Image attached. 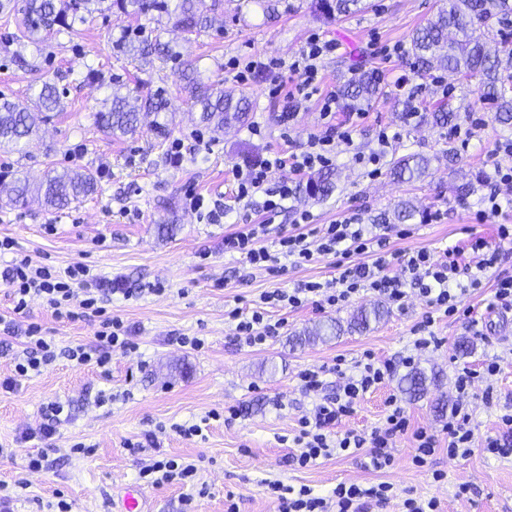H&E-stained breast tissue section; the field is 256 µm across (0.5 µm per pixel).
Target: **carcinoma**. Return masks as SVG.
Returning <instances> with one entry per match:
<instances>
[{"mask_svg":"<svg viewBox=\"0 0 512 512\" xmlns=\"http://www.w3.org/2000/svg\"><path fill=\"white\" fill-rule=\"evenodd\" d=\"M220 0H24L8 6L0 3V9L9 8L19 15L14 40L45 43L62 32L75 33L96 14L111 13L116 16H144L158 23L164 21L184 33L200 34L212 27L209 12L216 10ZM318 10L328 17H338L366 9V0H316ZM512 21V0H446L436 18L416 29L411 37V51L415 67L422 73L446 70L467 78L480 77V96L495 111V119L503 125H512V97L504 87V72L512 69V52L503 55L490 54L486 50V35L497 26ZM117 53L149 66L154 58L179 62L182 54L175 46L159 39L154 41L140 35L122 31L113 42ZM183 88L190 96L192 107L198 112V123L214 132L224 130L228 123L243 124L248 120L252 103L249 97H237L224 93V88L214 82H205L193 65L186 64L180 70ZM136 97L122 94L121 88L112 90L104 100L103 109L95 113V124L111 135L132 136L139 129L140 112L155 116L153 128L156 136L169 134L166 90L146 88L141 81L135 87ZM378 92V84L372 75L365 73L340 89L344 105L354 109L370 100ZM64 104L55 79L45 76L36 94L35 108L50 118ZM456 109L450 101H442L431 112L437 124L444 125L455 116ZM38 132L32 121L29 107L6 98L0 100V148L10 152L22 151V146ZM431 159L413 153L400 156L391 162L390 174L399 181H411L425 176ZM485 182L481 170L472 171L469 179L456 189L457 197L464 202L475 194ZM333 187L328 174L310 180L305 192L319 198ZM98 179L90 169H64L53 171L45 181L33 186L25 178L12 181L10 201L23 204L31 194L42 198L53 209H64L74 202L95 194ZM385 315L377 305L359 310L348 323L351 330H365ZM343 333V326L335 320L318 323L304 335L312 341L326 342Z\"/></svg>","mask_w":512,"mask_h":512,"instance_id":"1","label":"carcinoma"}]
</instances>
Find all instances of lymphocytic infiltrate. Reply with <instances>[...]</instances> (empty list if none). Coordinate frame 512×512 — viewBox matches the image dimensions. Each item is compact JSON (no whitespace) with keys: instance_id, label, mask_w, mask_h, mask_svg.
I'll list each match as a JSON object with an SVG mask.
<instances>
[{"instance_id":"lymphocytic-infiltrate-1","label":"lymphocytic infiltrate","mask_w":512,"mask_h":512,"mask_svg":"<svg viewBox=\"0 0 512 512\" xmlns=\"http://www.w3.org/2000/svg\"><path fill=\"white\" fill-rule=\"evenodd\" d=\"M335 40L312 37L291 61H283L269 55L252 57L243 71L237 72L236 81H247L257 73L271 77L272 96H283L286 105L280 115L281 131L290 134L302 104L311 98L319 100L321 129L311 134L305 149L298 154L283 156L267 155L260 161L235 172L236 198L244 205H251L257 193H264L262 208L276 214L297 192L296 186L280 182L270 187L272 174L289 167L299 173H309L332 165L339 146L350 143L356 129L354 122H337L340 107L336 89L320 91L322 63L335 53ZM268 231L267 225L251 224L246 230L226 235L224 250L240 254L254 268L271 274L285 273L288 266H300L312 260L315 253L336 256L339 273L327 281H306L290 289H275L259 295L251 313L233 308L227 313L235 324V340L239 344L255 346L279 335L284 324L266 319L267 308H296L312 304L321 309L335 308L349 301L354 295L367 291L396 307L405 306L411 296H419L428 312L417 327L419 337L416 348L426 349L438 345L436 336L429 330L435 313L450 316L459 311V295L455 290L457 277L463 273L484 271L495 264L498 255L490 251L484 240L469 245V259L459 262L456 258L439 260L428 251L392 252L387 248L385 237L373 233L368 225L359 223L351 216L342 221L325 224L313 234L297 233L282 236L278 253H270L261 246L260 240ZM400 266L401 275L390 274L392 266ZM0 279L12 288L15 319L6 321L4 330L11 335H21L22 351L14 359L16 375L25 376L40 372L54 361L55 344L42 336L38 326L22 325L18 317L23 314L30 298L38 296L46 300L55 317L70 321L101 316L96 332L95 350L78 346L68 351L70 360L77 365L95 363L106 367L114 349L129 350L133 343L130 330L117 317L103 318L101 307L112 295L124 299L135 297L134 289L123 287L120 281L92 274L90 268L76 263L62 270L34 263L31 258H15L0 271ZM413 356L401 360H379L373 353H364L355 360L350 370L334 365L341 383L334 396L315 402L299 420V429L293 437L298 454L292 455V463L298 467L312 466L318 459L332 453L355 455L367 451L373 468L384 469L393 462L396 438L406 432L408 418L397 399H390V412L383 426L363 435L352 431L339 432L343 419L352 415L364 394L390 380L399 366L413 364ZM500 432L497 436L476 438L468 426V415L463 408L451 413L444 429L448 435V454L467 457L473 449L496 457L512 456V403L504 404L499 417ZM198 473L195 463L178 457L151 459L139 470V477L158 486L164 483L193 481ZM265 495L276 498L278 512H363L367 506H383L395 498L392 484H338L326 497L314 495L307 486L293 487L281 481H267L262 485Z\"/></svg>"}]
</instances>
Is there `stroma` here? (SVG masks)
<instances>
[{
	"label": "stroma",
	"mask_w": 512,
	"mask_h": 512,
	"mask_svg": "<svg viewBox=\"0 0 512 512\" xmlns=\"http://www.w3.org/2000/svg\"><path fill=\"white\" fill-rule=\"evenodd\" d=\"M442 5L443 0H370L366 11L331 19L317 10L315 0H288L287 7L269 19L251 0H223L214 29L198 36L158 33L156 23L145 17L98 16L79 33L57 34L43 46L9 40L6 18L0 14V99L30 100L44 72L57 77L65 104L63 112L40 124L23 152H0V173L23 175L34 183L50 171L67 168H88L98 176L96 194L61 210L37 200L12 205L0 193V239L14 243L0 260L27 255L62 269L80 262L128 288L156 282L165 287L160 294L128 301L117 294L107 302L108 313L131 327L136 347L114 350L105 371L93 364L75 365L66 355L79 345L94 346L96 323L56 319L42 298L29 300L23 323L40 325L53 338L58 357L41 372L20 377L14 372L12 352L0 348V446L9 450L0 456V482L28 483L13 500L12 512H44L60 495L72 512H117L118 499L129 486L141 487L143 512H183L187 507L192 512H225L230 499L237 512H277L276 503L262 492L266 480L305 485L320 495L340 483L392 484L396 498L369 512H401L406 497L436 498L441 512H512V457L476 450L467 458L452 459L443 447L429 471L412 463L414 429L432 430L440 442H447L442 432L446 417L436 404H455L454 382L462 369L479 370L486 360L499 358L500 370L489 383L501 399L512 400V311L497 310L494 299L497 279L512 276V242L498 235L499 225H512V183H496L492 155L498 141L512 137V126L491 119L469 145L449 139L447 126L422 123L417 116L433 111L447 96L461 112L473 111L480 104L478 79L443 70L430 77L413 67L407 53L387 60L374 52L378 43L410 47L413 31L432 20ZM124 27L140 30L146 38L158 35L174 41L183 59L194 61L203 78L250 96L249 125L260 126L264 138L252 137L249 126L236 125L216 134L199 125L177 68L159 62L151 75L154 86L167 91L170 135L156 138L145 125L132 138L97 128L94 114L112 91L111 78H120L131 90L142 76L137 63L112 48ZM315 32L338 43L336 54L322 66L324 86L341 87L364 67L382 73L387 81L362 104L365 116L352 143L338 149L333 193L317 199L300 191L270 219L260 206L242 209L234 172L272 151L287 156L301 152L308 136L320 129L318 107L313 101L304 104L289 138H282V105L269 98L268 78L259 74L248 84H239L229 74L228 63L259 54L291 59ZM19 55L26 66L17 65ZM90 67L100 71V80H83ZM402 74L411 82L400 91L392 80ZM421 83L427 86L425 93L409 102V93L418 92ZM446 86L451 89L447 96L442 93ZM383 127L397 135L388 158L410 152L430 156L425 178L400 182L385 165L371 177L354 163V154L376 149V135ZM450 148L456 153L452 162L446 157ZM476 168L487 173L488 181L467 203H459L454 187ZM493 189L498 190L500 203L495 212L485 201ZM192 194L223 199L229 210L224 222L206 223L187 209L185 200ZM404 201L415 206L417 216L408 223L410 235L400 237L394 211ZM304 211L311 213L316 227L358 215L374 233L386 237L392 251L424 249L440 258L449 247L481 238L498 253L496 263L481 273L480 286L463 296L466 316L437 318L432 330L442 340L440 348L416 355V368L437 373V380L412 398L399 381L407 370L399 368L398 378L367 394L343 421V429L370 433L383 423L387 399L400 400L410 431L397 437L393 464L379 471L352 455L334 454L307 468L292 465L298 420L318 399L301 390L298 373L306 367L330 368L340 356L351 362L367 350L381 359L406 354L425 312L419 297H411L402 309L388 306L383 319L368 330L302 345L292 344V336L329 318L348 320L354 312L378 304V297L363 292L346 305L325 311L310 306L270 309L271 318L285 320L286 326L279 336L256 347L235 342V326L226 316L235 307L252 309L262 292L336 277L331 255H314L310 262L275 277L224 251L225 235L263 223L270 231L262 246L277 250L280 236L298 233L297 220ZM184 336L201 338L205 345L199 350L184 347ZM462 340L473 347L464 356L456 350ZM8 378L14 381L12 388H2V380ZM52 399L69 406L70 420L49 440L25 439L27 429L42 423L43 407ZM231 405L243 406L244 416L229 422L210 420L201 436L186 440L171 430L172 425L199 422L210 411ZM151 431L161 454L199 460L195 482L141 485L142 462L124 443L144 439ZM79 441L91 446L90 454L72 453V445ZM37 452L44 454L46 467L27 473L26 459ZM435 470L445 473L444 481L433 482ZM462 484L470 487L464 497L456 494Z\"/></svg>",
	"instance_id": "stroma-1"
}]
</instances>
